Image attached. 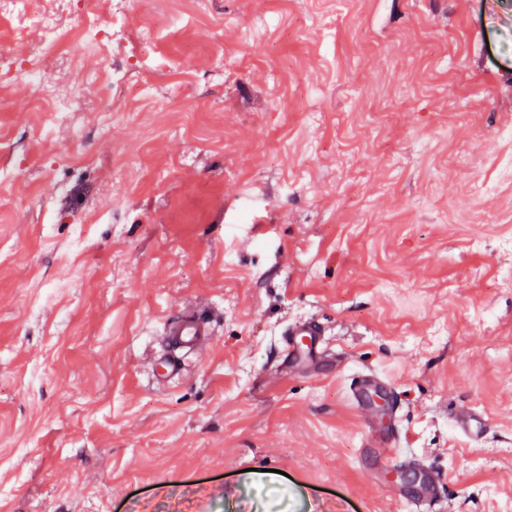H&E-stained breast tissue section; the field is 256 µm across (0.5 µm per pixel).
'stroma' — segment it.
Returning a JSON list of instances; mask_svg holds the SVG:
<instances>
[{
    "label": "stroma",
    "instance_id": "stroma-1",
    "mask_svg": "<svg viewBox=\"0 0 512 512\" xmlns=\"http://www.w3.org/2000/svg\"><path fill=\"white\" fill-rule=\"evenodd\" d=\"M0 33L31 57L0 67V512H403L396 429L423 512H512V0H45ZM189 305L214 336L158 385ZM298 319L345 363L288 371ZM374 367L398 422L345 401ZM453 425L465 437L478 440L482 438L486 430L487 419L471 409H466L455 415ZM414 455V451L410 448H400L398 436L390 435L382 439L378 444L377 457L381 465L386 469L396 467Z\"/></svg>",
    "mask_w": 512,
    "mask_h": 512
}]
</instances>
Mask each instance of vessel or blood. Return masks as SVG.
Listing matches in <instances>:
<instances>
[{
  "label": "vessel or blood",
  "mask_w": 512,
  "mask_h": 512,
  "mask_svg": "<svg viewBox=\"0 0 512 512\" xmlns=\"http://www.w3.org/2000/svg\"><path fill=\"white\" fill-rule=\"evenodd\" d=\"M161 333L178 351L177 356L168 360L163 372L156 376L157 383L164 385L181 374L185 354H195L206 348L211 341L212 328L197 310L187 308L167 318L162 324ZM322 345L321 333L313 323L297 320L289 325L284 349L292 364L300 365L313 361ZM391 386V380L377 370L355 374L346 382L348 401L357 411H365L368 391L386 390ZM453 424L459 433L477 440L482 438L486 430L487 419L473 410L466 409L455 415ZM413 455V450L401 447L399 437L394 435L382 439L378 444L377 457L381 465L387 469L398 466Z\"/></svg>",
  "instance_id": "1"
}]
</instances>
